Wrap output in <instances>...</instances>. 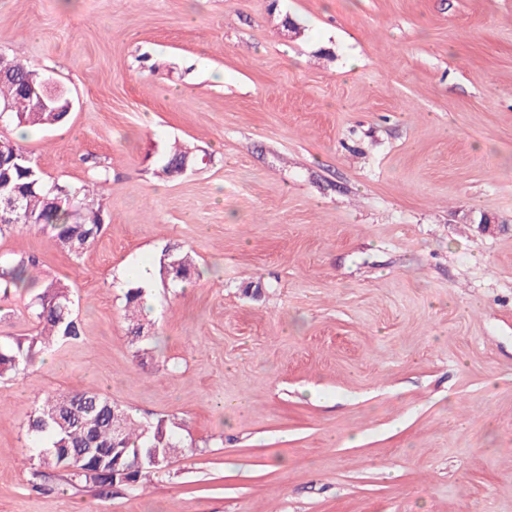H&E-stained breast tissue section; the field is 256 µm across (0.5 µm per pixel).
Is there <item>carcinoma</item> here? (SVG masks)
<instances>
[{
  "mask_svg": "<svg viewBox=\"0 0 512 512\" xmlns=\"http://www.w3.org/2000/svg\"><path fill=\"white\" fill-rule=\"evenodd\" d=\"M35 72L28 64L11 60L10 68L0 74V103L11 112L3 122L25 127H49L56 116L36 110L24 92V80ZM17 159L0 165V180L7 181L23 196V207L0 222V235L16 224H33L49 229L59 247L78 256L102 234L103 209L90 197L87 185L50 183L36 163L19 145L14 144ZM39 259L32 255L0 257V294L26 288L28 311L35 332L0 343V378L27 372L42 355L59 343L81 336V323L75 314L70 286L59 278L34 274ZM196 273L187 255H163L159 275L173 282H185ZM127 320L135 341L141 323L135 313L142 309L145 289L130 286L125 292ZM29 435L37 449L36 459L44 470L60 471L72 487L112 486L110 473L123 470L137 458L141 464L130 474L138 484L162 469L181 453L184 445L176 438L167 420L144 423L129 411L112 416V401L98 393L68 392L46 396L34 409ZM120 436L121 452H112L113 439Z\"/></svg>",
  "mask_w": 512,
  "mask_h": 512,
  "instance_id": "1",
  "label": "carcinoma"
}]
</instances>
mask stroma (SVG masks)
Masks as SVG:
<instances>
[{"label":"stroma","mask_w":512,"mask_h":512,"mask_svg":"<svg viewBox=\"0 0 512 512\" xmlns=\"http://www.w3.org/2000/svg\"><path fill=\"white\" fill-rule=\"evenodd\" d=\"M0 55L71 96L0 124L105 218L67 281L80 340L0 379V512H512V0H0ZM209 165L156 171L172 142ZM188 252L124 316L136 265ZM20 290L0 338L34 332ZM176 422L133 488L38 477L47 393ZM173 260H178L180 265L177 269L176 274L173 273L174 268L170 265V262ZM185 271L189 274L184 275L183 277H178L181 271ZM196 273V268L193 264L192 259L186 255L180 254H169L164 253L163 258L160 259L159 262V275L164 280V278L171 280L172 282H185L190 280ZM126 309H127V320L129 322L130 334L133 336L136 342H143L148 339L149 336H140L139 328L141 323L136 318L135 313L140 311L143 307L145 300V288L141 286H130L125 292Z\"/></svg>","instance_id":"35a3bbf8"}]
</instances>
